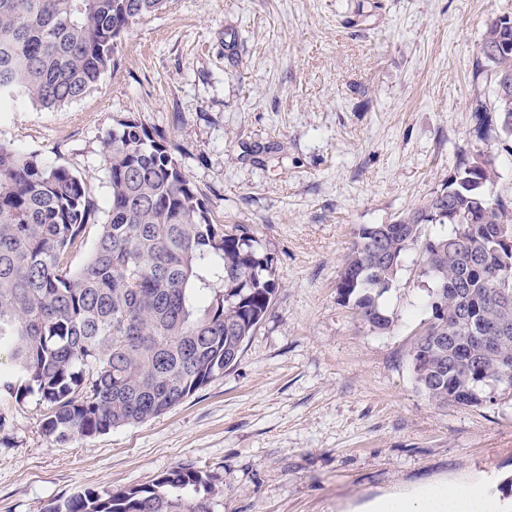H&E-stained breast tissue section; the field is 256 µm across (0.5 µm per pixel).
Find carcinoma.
<instances>
[{"label":"carcinoma","instance_id":"obj_1","mask_svg":"<svg viewBox=\"0 0 512 512\" xmlns=\"http://www.w3.org/2000/svg\"><path fill=\"white\" fill-rule=\"evenodd\" d=\"M167 0H0V105L57 110L115 67L117 41ZM475 67L495 83L499 137L512 141V25H486ZM110 215L82 266L72 248L96 221L88 181L0 144V400L34 395L47 438L65 441L166 413L236 363L276 290L250 230L216 224L171 144L134 119L103 140ZM480 147L422 205L360 227L336 282L373 332L379 298L418 247L434 284L414 343L418 388L438 406H478L512 364V209ZM430 224L452 231L425 235ZM496 337L491 352L472 343ZM454 341H448V336ZM211 475L179 465L152 483L85 489L43 512H212Z\"/></svg>","mask_w":512,"mask_h":512}]
</instances>
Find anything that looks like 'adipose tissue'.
<instances>
[{"instance_id":"obj_1","label":"adipose tissue","mask_w":512,"mask_h":512,"mask_svg":"<svg viewBox=\"0 0 512 512\" xmlns=\"http://www.w3.org/2000/svg\"><path fill=\"white\" fill-rule=\"evenodd\" d=\"M489 507L482 490L441 483L378 497L361 512H489Z\"/></svg>"}]
</instances>
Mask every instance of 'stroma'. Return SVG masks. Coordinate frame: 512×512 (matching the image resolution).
Wrapping results in <instances>:
<instances>
[{"label":"stroma","instance_id":"stroma-1","mask_svg":"<svg viewBox=\"0 0 512 512\" xmlns=\"http://www.w3.org/2000/svg\"><path fill=\"white\" fill-rule=\"evenodd\" d=\"M503 14L512 0H168L84 97L0 112V143L87 177L102 221L106 132L132 117L164 134L216 221L273 256L278 283L237 362L165 414L60 443L35 398L0 403V512L178 465L213 475V512H352L442 482L506 500L512 393L440 408L415 383L432 316L417 248L379 300L390 329L371 331L336 292L355 231L422 204L480 141L512 206V146L494 112L474 111L494 95L476 49Z\"/></svg>","mask_w":512,"mask_h":512}]
</instances>
